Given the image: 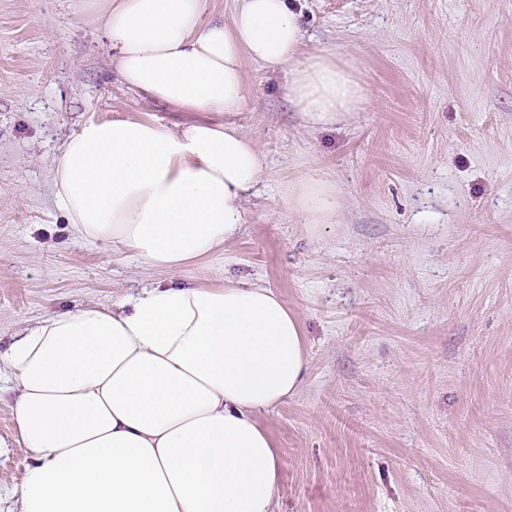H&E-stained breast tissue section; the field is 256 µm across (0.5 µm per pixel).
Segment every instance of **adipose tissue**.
Listing matches in <instances>:
<instances>
[{
	"instance_id": "1",
	"label": "adipose tissue",
	"mask_w": 512,
	"mask_h": 512,
	"mask_svg": "<svg viewBox=\"0 0 512 512\" xmlns=\"http://www.w3.org/2000/svg\"><path fill=\"white\" fill-rule=\"evenodd\" d=\"M122 84L178 117L88 119L51 163L77 238L118 243L176 273L240 235L266 173L232 123L253 95L244 64L286 72L289 101L318 128L351 118L367 90L326 50L303 49L288 0H237L230 22L202 0H92ZM288 203L332 224L334 188L293 183ZM4 360L27 459L19 512H274L280 459L258 420L302 387L298 316L269 288L168 284L87 303L25 330Z\"/></svg>"
}]
</instances>
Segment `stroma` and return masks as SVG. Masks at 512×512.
I'll list each match as a JSON object with an SVG mask.
<instances>
[{
    "mask_svg": "<svg viewBox=\"0 0 512 512\" xmlns=\"http://www.w3.org/2000/svg\"><path fill=\"white\" fill-rule=\"evenodd\" d=\"M308 50L371 94L344 125L304 127L286 76L250 63L236 125L267 173L224 252L170 275L76 239L51 186L87 119L166 107L124 86L86 0H0V353L23 329L156 285L273 289L308 358L260 411L281 459L275 512H512V0H297ZM330 182L338 223L284 194ZM0 393V512L26 450Z\"/></svg>",
    "mask_w": 512,
    "mask_h": 512,
    "instance_id": "35a3bbf8",
    "label": "stroma"
}]
</instances>
